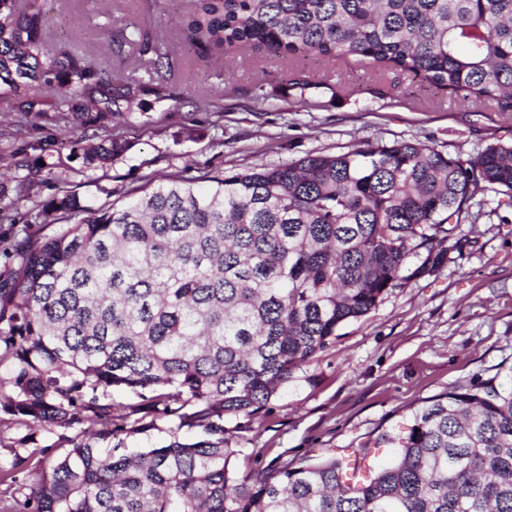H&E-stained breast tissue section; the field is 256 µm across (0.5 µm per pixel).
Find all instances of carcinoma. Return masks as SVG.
<instances>
[{
    "label": "carcinoma",
    "mask_w": 512,
    "mask_h": 512,
    "mask_svg": "<svg viewBox=\"0 0 512 512\" xmlns=\"http://www.w3.org/2000/svg\"><path fill=\"white\" fill-rule=\"evenodd\" d=\"M47 23L0 0V97L18 111H45L43 85L59 112L99 95L101 119L162 98L66 46L46 55ZM187 40L368 59L512 112V0H197ZM127 150L107 138L83 158L103 167ZM486 192L512 205V146L451 157L365 143L119 206L60 190L42 211L62 224L20 236L0 271V412L30 429L0 439V512H512V387L493 378L426 400L376 439L397 449L392 463L355 479L339 452L241 476L224 447V417L259 412L340 326L438 271L449 225ZM115 388L140 403H112ZM175 418L209 439L122 447Z\"/></svg>",
    "instance_id": "obj_1"
}]
</instances>
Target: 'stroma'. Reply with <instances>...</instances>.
<instances>
[{
    "label": "stroma",
    "mask_w": 512,
    "mask_h": 512,
    "mask_svg": "<svg viewBox=\"0 0 512 512\" xmlns=\"http://www.w3.org/2000/svg\"><path fill=\"white\" fill-rule=\"evenodd\" d=\"M50 18L47 50L72 44L98 67L121 60L131 83H161L166 98H146L108 120L85 101L83 112L23 115L0 102V242L14 228L50 233L39 204L60 188L99 206L127 191L177 179L340 153L366 142L419 140L449 155L490 144L512 145V112L435 90L368 61L283 59L252 47L217 56L190 47L182 32L195 0H18ZM138 24L150 46L115 37ZM169 50L173 69L158 78L154 48ZM308 80L289 89L291 78ZM112 137L127 152L106 168H87L69 142ZM459 246L431 275L393 289L368 315L336 337L261 411L224 420V445L237 449V472H260L273 460L312 459L374 443L407 420L412 406L455 387L497 378L512 383V208L477 195L453 233ZM200 427H156L125 437L128 448L204 439Z\"/></svg>",
    "instance_id": "stroma-1"
}]
</instances>
